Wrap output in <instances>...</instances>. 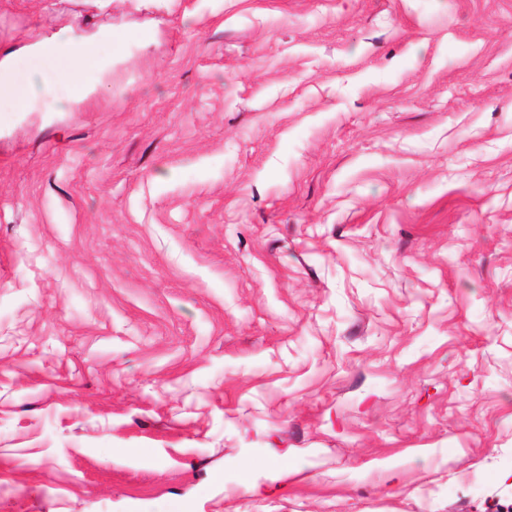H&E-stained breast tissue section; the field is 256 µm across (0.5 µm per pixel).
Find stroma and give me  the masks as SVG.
Returning a JSON list of instances; mask_svg holds the SVG:
<instances>
[{
  "label": "stroma",
  "instance_id": "stroma-1",
  "mask_svg": "<svg viewBox=\"0 0 512 512\" xmlns=\"http://www.w3.org/2000/svg\"><path fill=\"white\" fill-rule=\"evenodd\" d=\"M60 25L123 40L0 107V512L512 505V0H0L18 81Z\"/></svg>",
  "mask_w": 512,
  "mask_h": 512
}]
</instances>
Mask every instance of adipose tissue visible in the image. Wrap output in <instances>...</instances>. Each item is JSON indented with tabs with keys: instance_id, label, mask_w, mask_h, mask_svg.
<instances>
[{
	"instance_id": "adipose-tissue-1",
	"label": "adipose tissue",
	"mask_w": 512,
	"mask_h": 512,
	"mask_svg": "<svg viewBox=\"0 0 512 512\" xmlns=\"http://www.w3.org/2000/svg\"><path fill=\"white\" fill-rule=\"evenodd\" d=\"M112 30H99L86 39L73 40L68 28H60L53 35L43 37L27 44L28 54L42 58L43 66L36 70L25 85H18L10 57L0 58V96L11 105L13 111H27L30 102L40 93L49 90L58 83L70 87L67 111H75L86 99L96 94L101 80L112 72V57H99L95 49L98 44L114 41ZM89 64L96 74L88 80L80 76L82 64Z\"/></svg>"
}]
</instances>
